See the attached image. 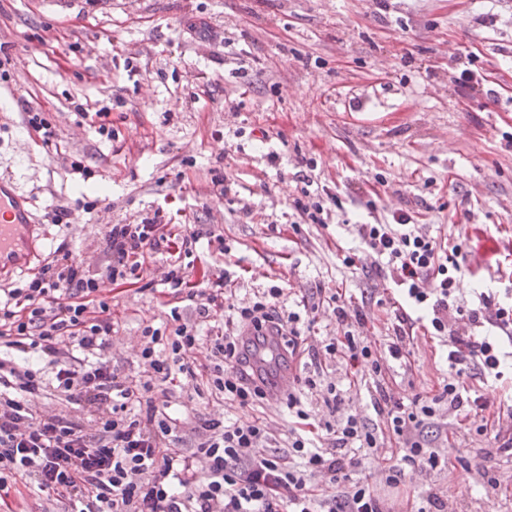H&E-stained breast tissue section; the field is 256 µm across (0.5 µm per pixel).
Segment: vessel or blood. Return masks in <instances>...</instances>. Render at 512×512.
<instances>
[{"label": "vessel or blood", "mask_w": 512, "mask_h": 512, "mask_svg": "<svg viewBox=\"0 0 512 512\" xmlns=\"http://www.w3.org/2000/svg\"><path fill=\"white\" fill-rule=\"evenodd\" d=\"M35 220L11 180L0 178V278L28 266L42 250Z\"/></svg>", "instance_id": "1"}]
</instances>
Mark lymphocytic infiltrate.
Here are the masks:
<instances>
[{"label": "lymphocytic infiltrate", "instance_id": "obj_1", "mask_svg": "<svg viewBox=\"0 0 512 512\" xmlns=\"http://www.w3.org/2000/svg\"><path fill=\"white\" fill-rule=\"evenodd\" d=\"M354 230L375 255L378 274L390 277L398 292L392 304L394 337L387 357L377 356L353 331L365 323L362 312L350 308L339 294H323L319 300L332 305L337 323L335 336L323 349L330 356L342 355L353 366L370 363L379 377L386 362L405 363L407 341L417 324H424L430 336L449 339L448 381L441 392L406 404L394 400L379 383L371 400L400 443L403 462L437 468L441 457L428 450L423 430L443 402L454 409L485 410V403L470 397L461 378L469 368L497 378L512 361V352L505 348L512 343V302L498 301L487 291L480 293L475 306L461 304L455 292L468 271L462 243L448 245L420 233L408 214L394 215L387 224L364 222ZM203 236L196 228L175 236L153 221L110 225L105 234L110 260L102 276L126 283L145 252L168 246L189 254ZM99 277L63 242L27 288L0 295V345L52 357L57 389L98 412L94 436L71 418L35 415L32 404L42 389L41 376L0 358V485L8 473L34 477L40 491L68 498L74 512H382L369 485L351 481L347 463L335 448L320 445L328 434L337 446L365 452L377 447V432L352 414L333 423H311L303 391L315 387L314 379H305L303 388L289 389L282 397L293 422L284 458L266 451L269 431L258 417L229 423L207 420L208 437L195 452L183 455L177 446L179 418L169 414L168 399L150 395L152 381L167 383L191 373L188 356L201 340L202 326L220 317L224 333L213 343L215 363L208 381L229 404L256 407L267 395L243 367L241 335L277 331L289 355H296L311 326L304 315L312 304H304L299 312L284 310L283 290L277 285L239 304L227 292L241 277L237 271H225L214 281L172 275L171 288L195 303L198 317L184 319L175 306L170 310L171 331L145 328L147 343L140 357L149 379L142 382L112 369L104 356L112 332L108 303L99 302L93 311L78 299L79 294L96 292ZM461 320L479 328V335H456ZM67 339L79 353L62 360L58 346ZM318 476L345 484V491L317 493L312 480Z\"/></svg>", "mask_w": 512, "mask_h": 512}]
</instances>
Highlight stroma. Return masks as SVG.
Segmentation results:
<instances>
[{
	"label": "stroma",
	"mask_w": 512,
	"mask_h": 512,
	"mask_svg": "<svg viewBox=\"0 0 512 512\" xmlns=\"http://www.w3.org/2000/svg\"><path fill=\"white\" fill-rule=\"evenodd\" d=\"M464 69L475 76L467 87ZM30 110L51 125V144L28 127ZM0 176L26 197L45 252L68 242L101 274L109 225L157 218L175 235L193 225L211 233L180 260L194 276L214 280L238 262L247 273L237 301L277 285L290 309L316 288L339 291L366 314L368 344L385 350L394 285L368 249L355 266L341 262L358 220L404 211L421 233L468 238L462 304H476L480 288L512 292V0H0ZM305 177L342 200L326 225L293 206ZM139 262L136 283L101 275L97 291L112 316L106 356L124 375L142 374L143 330L169 323L176 304L165 256ZM335 334L331 307L320 306L306 340L318 356L293 363L317 382L306 407L321 422L353 414L381 428L370 365L321 351ZM447 348L416 334L407 365L384 373L389 392L406 402L441 391ZM189 361L194 376L152 390L180 417L184 454L205 437L203 420L257 416L268 451L287 455L281 401L225 404L201 376L210 341ZM463 380L490 410L440 409L424 438L444 465L399 462L383 432L377 449L356 453L352 479L386 512H423L432 494L444 512H512V454L493 446L494 435L512 436V373L487 382L470 369ZM331 384L343 391L337 412L325 403ZM490 416L495 429L483 431ZM68 510L25 476L0 489V512Z\"/></svg>",
	"instance_id": "35a3bbf8"
}]
</instances>
